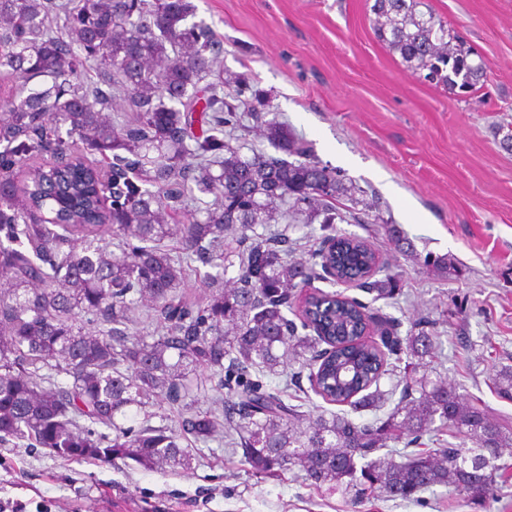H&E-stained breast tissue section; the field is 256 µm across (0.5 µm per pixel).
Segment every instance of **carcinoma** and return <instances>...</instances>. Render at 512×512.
<instances>
[{"instance_id":"carcinoma-1","label":"carcinoma","mask_w":512,"mask_h":512,"mask_svg":"<svg viewBox=\"0 0 512 512\" xmlns=\"http://www.w3.org/2000/svg\"><path fill=\"white\" fill-rule=\"evenodd\" d=\"M71 2L59 17L52 0H0V68L22 80L0 102V277L7 281L0 286V442L27 439L72 461L126 457L148 468L185 466L189 443L207 442L221 426L197 406L210 381L189 377L198 367L220 376L219 388L241 389V401L227 409L228 418L239 416L232 445H241L244 462L259 474L296 469L318 487L346 489L357 481L363 495L401 500L435 485L474 499L494 494L509 468L497 463L503 436L442 380L405 385L386 419L362 425L336 413L308 421L277 395L244 382L252 370L277 372L291 349L304 357L331 340L336 350L309 379L310 388L342 404L378 383L386 354L400 353L397 340L384 341V353L363 339L357 306L320 289L301 317L303 327L322 334H295L287 313L312 269L276 247L283 239L260 241L255 233L286 199L312 222L357 223L355 209L339 199L353 201L359 189L315 160L309 145L274 117L264 121L263 133L282 157L243 155L224 141L219 124L236 125L239 113L260 112L266 100L240 79L226 94L221 77L199 89L205 76L219 72V51L209 29L186 25L189 0ZM420 5L376 0L377 38L429 82L475 88L484 78L480 55ZM91 61L100 71L93 84L84 80ZM38 77L51 78V86L30 87ZM114 86L125 90V111L133 114L123 125L110 115ZM201 98L208 135L189 145L192 121H182L181 112L194 111ZM72 135L110 160L121 180L98 186L76 157L65 167L32 169L18 195L14 168L44 153L65 155ZM195 188L213 194V206L201 219L171 225ZM107 235L122 240L119 252L109 249ZM173 235L185 255L216 269L207 275L211 283L238 266L237 285L196 308L183 305L176 293L183 267L162 249ZM372 257L361 239L336 236L332 260L340 277L362 278ZM144 301L163 324L155 336L129 331ZM87 324L97 333L86 332ZM434 347L432 336L407 338L411 356ZM346 363L357 370L351 380L336 374ZM55 374L71 384L56 387ZM152 396L161 411L166 403L180 408L179 429L149 424L156 416L147 410ZM133 407L143 425L120 426L117 418ZM82 420L90 425L80 426ZM437 421L472 447L396 460L391 446L430 432Z\"/></svg>"}]
</instances>
